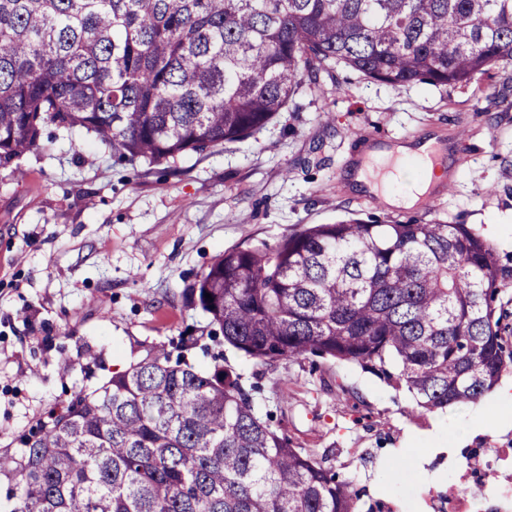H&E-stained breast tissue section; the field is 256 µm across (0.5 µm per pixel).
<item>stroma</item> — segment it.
<instances>
[{"mask_svg": "<svg viewBox=\"0 0 512 512\" xmlns=\"http://www.w3.org/2000/svg\"><path fill=\"white\" fill-rule=\"evenodd\" d=\"M48 134L0 169V454L20 455L22 436L112 373L207 334L188 290L224 250L348 217L444 221L475 228L512 269V64L465 90L340 67L255 137L176 175L118 161L81 131ZM431 137L450 153L434 203L391 208L354 183L365 148ZM224 365L255 386L258 417L353 481L360 512H443L453 462L512 448L489 394L481 414L428 412L355 364L269 366L228 347Z\"/></svg>", "mask_w": 512, "mask_h": 512, "instance_id": "stroma-1", "label": "stroma"}]
</instances>
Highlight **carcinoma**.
<instances>
[{
    "mask_svg": "<svg viewBox=\"0 0 512 512\" xmlns=\"http://www.w3.org/2000/svg\"><path fill=\"white\" fill-rule=\"evenodd\" d=\"M504 64L512 0H0V168L55 126L174 171L260 133L322 71L465 87ZM511 281L467 224L349 218L228 249L191 296L214 342L356 364L433 412L512 368ZM215 360L163 351L52 414L0 456L12 512H358L351 481Z\"/></svg>",
    "mask_w": 512,
    "mask_h": 512,
    "instance_id": "cac0c4a2",
    "label": "carcinoma"
}]
</instances>
